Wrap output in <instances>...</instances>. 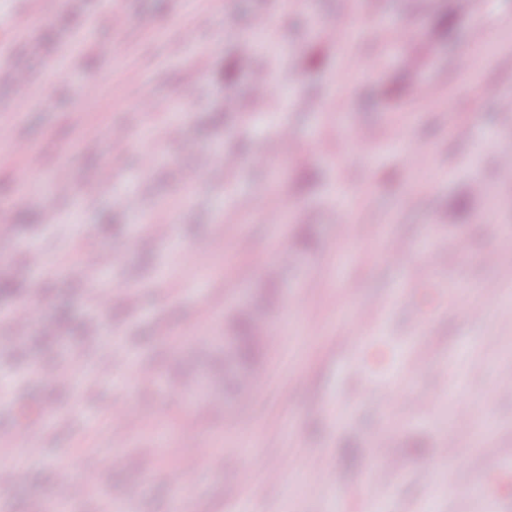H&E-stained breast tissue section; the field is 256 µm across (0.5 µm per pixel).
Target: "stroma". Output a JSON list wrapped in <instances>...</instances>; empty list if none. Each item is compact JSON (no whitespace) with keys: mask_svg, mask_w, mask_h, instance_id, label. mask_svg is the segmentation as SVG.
<instances>
[{"mask_svg":"<svg viewBox=\"0 0 512 512\" xmlns=\"http://www.w3.org/2000/svg\"><path fill=\"white\" fill-rule=\"evenodd\" d=\"M352 9L358 38L337 43L328 30ZM474 53L479 64L461 69ZM1 66L37 83L41 103L0 75V280L15 285L0 312L29 299L35 322L22 344L0 324V377L80 349L97 384L63 393L46 376L0 397V455L44 450L0 485V512H100L97 491L72 501L57 465L91 428L98 452L76 463L131 512H364L372 497L383 512H481L445 487L497 472L479 433L512 463V387L496 385L512 374V175L500 164L512 114L484 94L512 90V0L480 13L459 0H0ZM261 71L275 84L258 99ZM284 127V162L255 165ZM203 150L234 162L198 170ZM107 165L112 186L99 182ZM349 199L359 206L337 223ZM277 203L287 223L269 222ZM74 237L123 256L101 275L112 302L94 322L90 281L36 280L22 255L37 244L53 257ZM395 241L405 253L393 262ZM287 247L275 276L254 261ZM492 282L497 301L472 317ZM272 285L265 318L279 343L259 356L258 388L212 414L175 398L168 373L215 358L212 337ZM45 319L56 336L41 334ZM108 332L127 367H110ZM143 366L152 378L136 381ZM114 403L129 411L119 430L102 423ZM196 440L208 457H168L167 443ZM452 440L468 451L438 470ZM379 448L396 475L364 487ZM320 469L333 483L316 482Z\"/></svg>","mask_w":512,"mask_h":512,"instance_id":"1","label":"stroma"}]
</instances>
